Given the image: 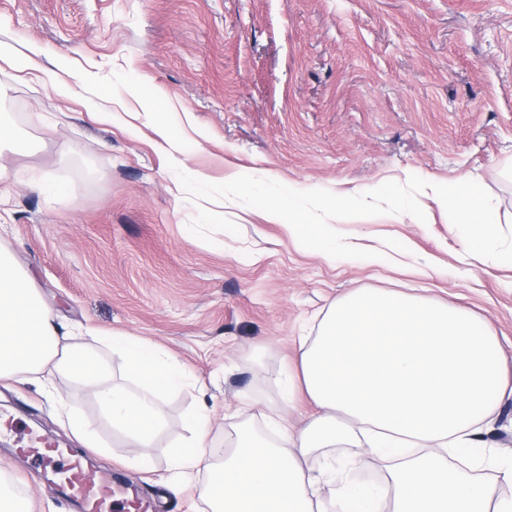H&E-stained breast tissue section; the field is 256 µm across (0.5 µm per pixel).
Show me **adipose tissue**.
Listing matches in <instances>:
<instances>
[{
    "mask_svg": "<svg viewBox=\"0 0 512 512\" xmlns=\"http://www.w3.org/2000/svg\"><path fill=\"white\" fill-rule=\"evenodd\" d=\"M83 337L120 352L129 383L81 345L63 342L49 308L12 257L0 251V380L44 377L71 433L88 448L97 433L57 385L92 387L103 417L137 465L168 422L166 398L191 375L150 341L92 328ZM284 399L304 398L316 417L292 427L264 414L267 432L239 428L212 466L200 494L212 512H512V498L450 465L449 457H483L496 405L512 397V367L488 323L462 306L430 303L399 291H355L327 310L317 336L301 337ZM189 438L174 443L175 478L193 475L214 446L208 417L189 414ZM353 445L390 461L380 484L351 478V461L332 466L330 501L318 496L321 475L305 466L321 448Z\"/></svg>",
    "mask_w": 512,
    "mask_h": 512,
    "instance_id": "obj_1",
    "label": "adipose tissue"
}]
</instances>
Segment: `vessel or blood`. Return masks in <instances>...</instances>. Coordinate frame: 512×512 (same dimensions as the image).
Masks as SVG:
<instances>
[{
    "label": "vessel or blood",
    "mask_w": 512,
    "mask_h": 512,
    "mask_svg": "<svg viewBox=\"0 0 512 512\" xmlns=\"http://www.w3.org/2000/svg\"><path fill=\"white\" fill-rule=\"evenodd\" d=\"M88 461L83 456L70 457L64 476V488L78 504L80 512H112L114 502H121L132 512H148L132 483L112 481L108 477H87Z\"/></svg>",
    "instance_id": "vessel-or-blood-1"
}]
</instances>
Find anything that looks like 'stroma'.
Returning <instances> with one entry per match:
<instances>
[{"label":"stroma","instance_id":"stroma-1","mask_svg":"<svg viewBox=\"0 0 512 512\" xmlns=\"http://www.w3.org/2000/svg\"><path fill=\"white\" fill-rule=\"evenodd\" d=\"M0 42L41 54L19 72L0 59V123L30 141L0 151V249L33 278L59 331L91 327L157 343L194 377L165 409L170 425L148 464L104 421L89 388L71 400L105 449L93 471L131 480L155 512H210L199 496L209 473L174 482L170 445L204 409L217 443L279 402V379L315 335L324 312L359 288H400L462 305L496 332L512 365V266L466 253L431 191L427 221L382 214L338 227L373 259L326 258L287 225L235 200L209 208L240 235L213 243L188 229L197 206L169 161L221 183L264 177L297 190L355 195L410 175L438 184L482 182L502 222L512 221V0H0ZM67 61L59 72L58 61ZM73 87L56 96L58 78ZM94 79L119 117L84 104ZM178 132L161 148L153 113ZM62 186L46 198L38 177ZM0 477L34 512H75L53 480H34L35 435L80 452L38 385L0 381ZM361 483L385 465L364 449Z\"/></svg>","mask_w":512,"mask_h":512}]
</instances>
